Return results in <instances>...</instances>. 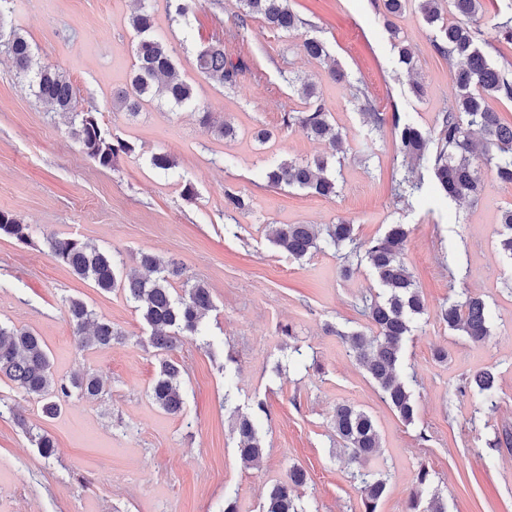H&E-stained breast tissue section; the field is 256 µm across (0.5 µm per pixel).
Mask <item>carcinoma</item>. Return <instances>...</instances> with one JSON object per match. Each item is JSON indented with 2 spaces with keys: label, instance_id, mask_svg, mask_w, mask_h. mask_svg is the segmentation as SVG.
I'll return each instance as SVG.
<instances>
[{
  "label": "carcinoma",
  "instance_id": "1",
  "mask_svg": "<svg viewBox=\"0 0 512 512\" xmlns=\"http://www.w3.org/2000/svg\"><path fill=\"white\" fill-rule=\"evenodd\" d=\"M0 0V39L7 38L14 68L19 77L35 88V96L50 104L57 114L71 125L72 134L83 152L98 167L110 169L121 154L130 155L135 147L113 133L100 118V112L78 109L77 93L70 78L58 67L37 61L31 43L18 28L4 27L3 5ZM454 16L445 18L442 0H418V9L426 22L438 27L439 39L434 47L452 67L459 94L451 106L439 113L436 135L423 130L399 112L391 121L402 166L407 173L392 176V190L401 197L423 188L424 175L412 177L422 170L429 174L438 195L454 200L474 199L480 187L482 168L493 170L497 177L512 183V124L501 121L489 104L491 99L512 100V80L488 60L482 47L489 44V35L478 24L482 0H448ZM504 19L494 27V38L512 45V2L505 4ZM244 15L238 26L244 27L250 18L262 20L273 31L297 29L300 19L290 8L289 0H243ZM132 30L135 68L129 82L112 89L113 107L134 116L144 101H164L179 107L194 103V90L183 79L173 60L169 44L154 33V15L140 5L129 18ZM304 53L313 59H325L329 52L325 44L311 37L304 40ZM196 68L207 78L224 86H232L238 76L249 69L239 59L232 61L224 54V41L217 38L199 51ZM295 93L306 101L301 112H287L283 124L296 128L308 137L328 145V153L314 160L299 163L282 160L264 172L271 186L286 185L330 197L336 194V174L331 159L346 153L341 133L329 121L323 104L316 101L317 89L311 83L293 84ZM361 114L373 125L385 122L376 110L371 96L360 92ZM250 202L245 195L224 192V209L244 212ZM499 246L512 260V208L501 214ZM8 237L19 244L31 243L29 226L15 215L0 211V238ZM273 244L296 259H302L321 249L325 242L337 248L352 246V253L361 254L382 288V294L364 305V313L377 329V335L362 331L336 332L349 344L356 360L377 385L381 398L401 419L410 424L416 417V406L409 381L400 373L403 342L411 332L412 320L426 311L425 301L413 275L403 261L408 231L402 224H391L385 234L370 241H359L354 225L341 222L323 228L315 224H275L271 228ZM44 245L48 254L65 263L74 275L90 279L102 291L121 290L137 304L143 321L152 329L149 345L162 355L159 373L151 386L150 397L161 409L177 415L183 408L180 391V370L170 354L185 336L202 335V321L213 309L210 288L201 282L183 284V294L173 295V282L183 269L173 259L150 252L138 253L140 271L119 276L125 266L121 255H114L79 239L50 235ZM68 322L82 348L107 347L123 338V332L112 322L94 316L85 302L78 298L66 300ZM439 318L448 328L461 332L473 343L489 336L486 303L477 294H467L461 301L441 307ZM13 383L16 389L36 398L45 417L60 414L62 401L77 392L83 397H96L102 383L92 373L58 376L39 336L25 329L0 324V377ZM466 388L485 404L496 405L498 387L496 374L490 369L475 372ZM336 436L350 450V462L358 465L353 477L359 481L363 512H377L378 503L386 493V481L379 473L363 470V463L381 447L380 436L373 418L365 411L347 404L336 405L334 416ZM236 431L239 452L246 462L260 461L265 452L253 417L238 418ZM307 480L306 472L293 466L288 479L275 483L268 492L263 512H299L295 489ZM430 483V473L422 468L417 474V490L408 501L410 512H418L422 489Z\"/></svg>",
  "mask_w": 512,
  "mask_h": 512
}]
</instances>
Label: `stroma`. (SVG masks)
I'll list each match as a JSON object with an SVG mask.
<instances>
[{"mask_svg": "<svg viewBox=\"0 0 512 512\" xmlns=\"http://www.w3.org/2000/svg\"><path fill=\"white\" fill-rule=\"evenodd\" d=\"M155 33L174 49V61L194 89L195 102L177 108L145 103L131 118L112 106V90L129 79L134 62L129 17L135 0H12L7 24L20 29L39 60L71 78L78 105L96 108L135 151L113 168L96 166L49 105L37 101L15 75L0 43V211L29 224L33 243L0 239V323L30 330L50 352L58 375L91 372L104 391L95 399L68 398L60 414L42 416L35 398L0 377V402L19 406L25 425L0 414V512H224L232 492L239 512H262L266 494L291 466L307 473L297 502L305 512H361L358 484L333 428L337 404L370 413L381 437L370 470L382 474L386 494L378 512H406L420 466L432 474L428 494L447 512H512V260L499 251L498 219L512 206V184L484 172L475 200L454 203L429 190L395 196L401 167L391 124H367L353 97L367 89L383 116L398 111L425 130L458 94L438 36L416 0L394 16L397 37L378 22L371 0H290L302 23L289 33L250 20L227 43L231 59L248 69L235 87L200 75L197 53L213 34L234 27L239 0H197L189 15L171 0H150ZM323 40L346 73L330 78L324 63L302 50ZM418 57V71L400 70L394 41ZM315 83L329 120L345 140L337 193L267 186L270 164L313 159L323 143L284 126L303 110L288 80ZM424 86L411 92L412 81ZM230 123L218 138L199 122ZM270 131L267 142L257 129ZM165 151L175 165L153 168ZM194 200H185L184 184ZM252 199L248 212H227L225 190ZM353 224L358 240L408 230L404 261L427 304L403 347L417 407L401 420L356 362L343 333L371 331L364 298L380 286L368 263L344 273L343 252L332 248L298 260L269 239L274 224ZM72 236L132 257L149 251L183 265L185 280L204 282L214 308L204 339H184L173 352L181 368L183 410L155 405L150 387L159 361L151 329L123 293L104 292L49 256L46 234ZM481 295L490 334L471 343L437 313L464 294ZM83 300L125 331V343L79 349L69 333L64 301ZM291 325L293 337L279 328ZM447 360L434 356L437 349ZM483 368L498 376L499 398L488 407L464 393L466 379ZM256 419L265 445L260 466L244 464L234 429L237 415ZM56 442L43 457L29 431Z\"/></svg>", "mask_w": 512, "mask_h": 512, "instance_id": "35a3bbf8", "label": "stroma"}]
</instances>
